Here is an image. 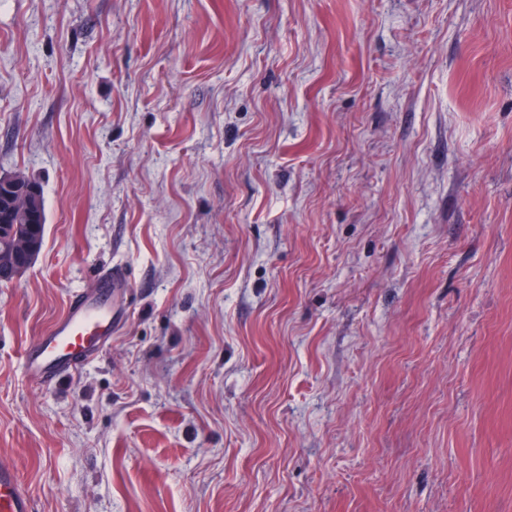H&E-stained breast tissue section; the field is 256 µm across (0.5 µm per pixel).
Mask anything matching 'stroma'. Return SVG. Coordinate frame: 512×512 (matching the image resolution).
I'll use <instances>...</instances> for the list:
<instances>
[{"mask_svg":"<svg viewBox=\"0 0 512 512\" xmlns=\"http://www.w3.org/2000/svg\"><path fill=\"white\" fill-rule=\"evenodd\" d=\"M15 173L35 512H512V0H0ZM113 268L101 355L26 379ZM9 180L16 190H5L1 186V190L13 194H28L30 205L24 209L15 208L12 201L0 194V224H15V232L21 236H33L39 239L41 247L43 248L46 229V212L45 203L42 194L41 186L31 181L20 174L12 176H3ZM31 184H36L40 187V191L34 193L31 191ZM37 239L22 238L18 239L13 237L12 234H7L3 228L0 229V257L8 250L9 256L4 258L5 268H0V279L5 276H13L14 280L19 278L22 270L28 268L36 254L39 251V241ZM9 259L16 264L11 265Z\"/></svg>","mask_w":512,"mask_h":512,"instance_id":"obj_1","label":"stroma"}]
</instances>
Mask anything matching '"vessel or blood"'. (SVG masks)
<instances>
[{
    "instance_id": "b4317fda",
    "label": "vessel or blood",
    "mask_w": 512,
    "mask_h": 512,
    "mask_svg": "<svg viewBox=\"0 0 512 512\" xmlns=\"http://www.w3.org/2000/svg\"><path fill=\"white\" fill-rule=\"evenodd\" d=\"M101 298L73 293L65 314L23 353V368L32 380L47 384L78 371L112 337L122 318ZM0 512H34V504L13 466L0 459Z\"/></svg>"
}]
</instances>
